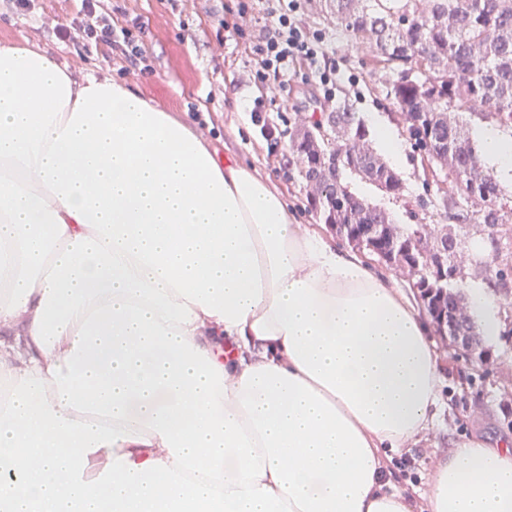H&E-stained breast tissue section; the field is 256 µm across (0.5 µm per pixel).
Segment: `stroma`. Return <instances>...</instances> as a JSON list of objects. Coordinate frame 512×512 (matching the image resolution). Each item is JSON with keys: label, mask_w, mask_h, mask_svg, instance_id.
Wrapping results in <instances>:
<instances>
[{"label": "stroma", "mask_w": 512, "mask_h": 512, "mask_svg": "<svg viewBox=\"0 0 512 512\" xmlns=\"http://www.w3.org/2000/svg\"><path fill=\"white\" fill-rule=\"evenodd\" d=\"M230 0H103L113 28L141 23L139 35L151 75L138 71L119 75L125 61L115 45L86 37L79 27L84 18L82 0H31L28 9L17 10L12 0H0V43L29 42L49 49L59 62L78 75L97 67L98 77L124 78L136 93L158 108L170 112H192L197 129L218 146L224 155L251 163L269 173L279 191L296 211L299 223L311 224L307 192L301 180L286 176L288 119L327 111L314 83H294L290 92L278 87L244 83V73L256 58L248 39L233 29L234 16L226 10ZM301 22L325 36L324 49L339 61L344 74L354 83H342L336 93L348 102L363 121L381 117L398 137L407 138L405 124L386 95L388 76L374 63L365 45L338 32L303 0ZM74 29L73 38L61 40L58 27ZM262 101L269 116L267 125L251 120L254 101ZM404 182L402 196L385 195L375 186L357 181L354 192L390 212L400 224H425L441 228L445 222L437 187H425L423 172L404 149L393 165ZM506 333L490 352L483 366L465 362L450 339L434 336L443 365L444 383L434 425L425 440L394 455L390 469L401 486L425 491L435 465L458 442L478 438L490 443L512 439V314L505 322Z\"/></svg>", "instance_id": "stroma-1"}]
</instances>
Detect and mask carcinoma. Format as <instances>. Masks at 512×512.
<instances>
[{"mask_svg":"<svg viewBox=\"0 0 512 512\" xmlns=\"http://www.w3.org/2000/svg\"><path fill=\"white\" fill-rule=\"evenodd\" d=\"M336 27L369 45L392 74L387 95L407 123L414 159H432L450 183L443 198L448 225L436 235L427 225L397 224L386 210L352 191L354 180L400 195L399 174L374 152L370 131L344 102L329 112L327 138L320 124L289 136L288 177L308 187L318 220L357 249L384 251V261L412 276L433 322L448 319V334L476 338L464 312L451 262L466 228L479 224L490 260L476 266L486 283L512 288V189L489 169L468 135L463 115L512 129V0H317Z\"/></svg>","mask_w":512,"mask_h":512,"instance_id":"cac0c4a2","label":"carcinoma"}]
</instances>
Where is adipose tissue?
I'll list each match as a JSON object with an SVG mask.
<instances>
[{"mask_svg": "<svg viewBox=\"0 0 512 512\" xmlns=\"http://www.w3.org/2000/svg\"><path fill=\"white\" fill-rule=\"evenodd\" d=\"M512 182V138L480 131ZM480 333L504 304L469 284ZM0 512H512V446L420 498L430 325L185 112L0 44Z\"/></svg>", "mask_w": 512, "mask_h": 512, "instance_id": "ef3b65f1", "label": "adipose tissue"}]
</instances>
